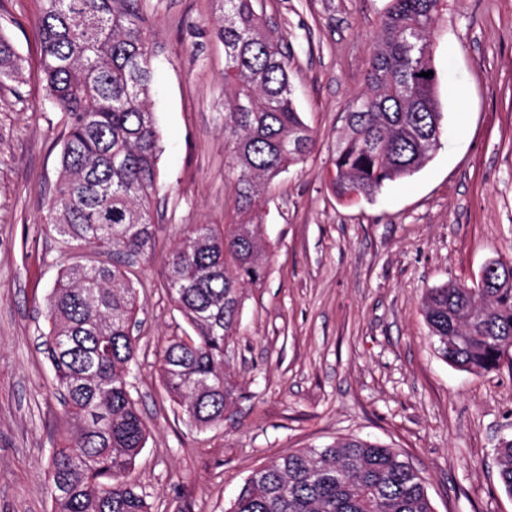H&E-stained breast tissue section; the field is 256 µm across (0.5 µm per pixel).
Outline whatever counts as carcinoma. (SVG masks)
<instances>
[{"instance_id":"carcinoma-1","label":"carcinoma","mask_w":512,"mask_h":512,"mask_svg":"<svg viewBox=\"0 0 512 512\" xmlns=\"http://www.w3.org/2000/svg\"><path fill=\"white\" fill-rule=\"evenodd\" d=\"M39 68L68 116L54 199L46 217L82 249L112 263L72 265L50 293L41 342L65 411L49 460L53 512H150L128 473L148 432L128 389L140 309L126 270L154 237L159 132L149 108L154 46L138 0H38ZM213 34L224 43V138L231 143L236 222L188 224L168 263L172 301L195 331L164 350L160 378L196 428L224 422L238 398L224 370L237 334L241 288L261 281L269 255L258 224L275 179L304 160L315 137L299 116L282 40L255 0H220ZM366 74L336 141L330 179L342 199L370 197L412 176L443 133L432 33L447 0H388ZM23 59L0 33V86L22 79ZM422 312L438 355L473 375L512 349V264L495 260L473 286L427 289ZM512 495V439L496 449ZM228 512H434L405 456L355 437L301 448L253 471Z\"/></svg>"}]
</instances>
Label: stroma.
Here are the masks:
<instances>
[{
    "instance_id": "stroma-1",
    "label": "stroma",
    "mask_w": 512,
    "mask_h": 512,
    "mask_svg": "<svg viewBox=\"0 0 512 512\" xmlns=\"http://www.w3.org/2000/svg\"><path fill=\"white\" fill-rule=\"evenodd\" d=\"M157 52L150 97L161 134L155 238L129 269L141 309L130 393L148 441L128 478L151 512H227L252 471L339 438L380 442L420 470L434 512H512L495 449L512 438V363L472 375L436 353L425 289L476 285L512 262V0H448L432 36L440 147L412 177L342 200L327 171L388 0H256L288 55L295 104L316 138L272 185L260 236L264 281L242 290L224 366L239 390L222 424L198 429L162 386L160 354L193 329L166 269L188 224L234 208L224 139L217 0H139ZM36 0H0V32L25 80L0 88V512H52L48 462L63 406L39 348L62 270L108 262L46 222L66 117L38 70Z\"/></svg>"
}]
</instances>
